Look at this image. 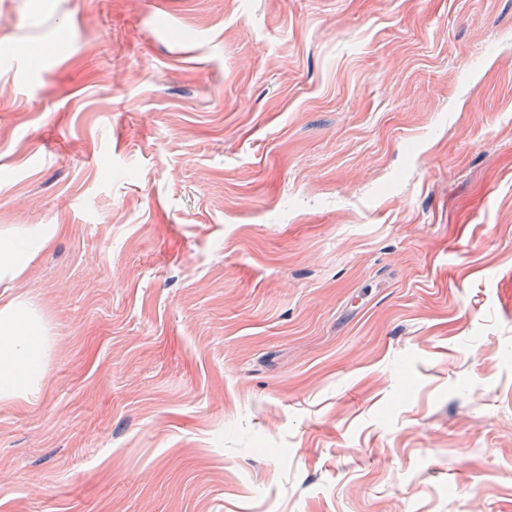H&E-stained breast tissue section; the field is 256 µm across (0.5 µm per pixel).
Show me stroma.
I'll list each match as a JSON object with an SVG mask.
<instances>
[{
	"label": "stroma",
	"mask_w": 512,
	"mask_h": 512,
	"mask_svg": "<svg viewBox=\"0 0 512 512\" xmlns=\"http://www.w3.org/2000/svg\"><path fill=\"white\" fill-rule=\"evenodd\" d=\"M0 512H512V0H0ZM49 240L42 232H32L24 240L0 235V276L10 274L16 277L21 274L31 257L43 249ZM47 338L25 300L0 308V402L39 397L45 377Z\"/></svg>",
	"instance_id": "stroma-1"
}]
</instances>
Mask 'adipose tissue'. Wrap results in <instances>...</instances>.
<instances>
[{
  "label": "adipose tissue",
  "mask_w": 512,
  "mask_h": 512,
  "mask_svg": "<svg viewBox=\"0 0 512 512\" xmlns=\"http://www.w3.org/2000/svg\"><path fill=\"white\" fill-rule=\"evenodd\" d=\"M49 242L41 232L20 240L0 235V275L21 274L31 257ZM47 338L26 301L0 307V402L38 398L45 377Z\"/></svg>",
  "instance_id": "obj_1"
}]
</instances>
